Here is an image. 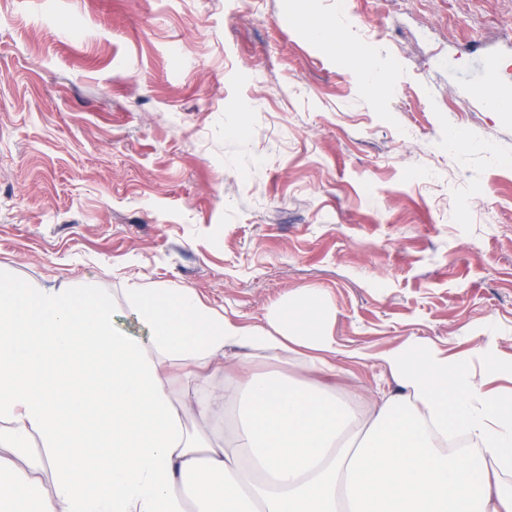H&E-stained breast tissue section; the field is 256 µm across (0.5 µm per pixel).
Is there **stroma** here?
<instances>
[{
	"label": "stroma",
	"instance_id": "obj_1",
	"mask_svg": "<svg viewBox=\"0 0 512 512\" xmlns=\"http://www.w3.org/2000/svg\"><path fill=\"white\" fill-rule=\"evenodd\" d=\"M310 14L370 53L377 92ZM491 72L512 83V0H0V272L94 281L144 340L135 281L243 325L321 289L329 383L365 413L407 339L482 372L485 347L512 358V118L482 104Z\"/></svg>",
	"mask_w": 512,
	"mask_h": 512
}]
</instances>
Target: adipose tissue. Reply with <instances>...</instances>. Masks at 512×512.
<instances>
[{
	"mask_svg": "<svg viewBox=\"0 0 512 512\" xmlns=\"http://www.w3.org/2000/svg\"><path fill=\"white\" fill-rule=\"evenodd\" d=\"M125 298L148 340L117 329L94 283L0 279V512H512V393L487 395L431 341L383 356L400 391L366 420L314 380L336 370L318 292L251 326L187 289ZM233 346L300 354L304 375L217 385L207 369ZM452 431L469 449L449 452ZM35 435L43 453L18 466Z\"/></svg>",
	"mask_w": 512,
	"mask_h": 512,
	"instance_id": "obj_1",
	"label": "adipose tissue"
}]
</instances>
